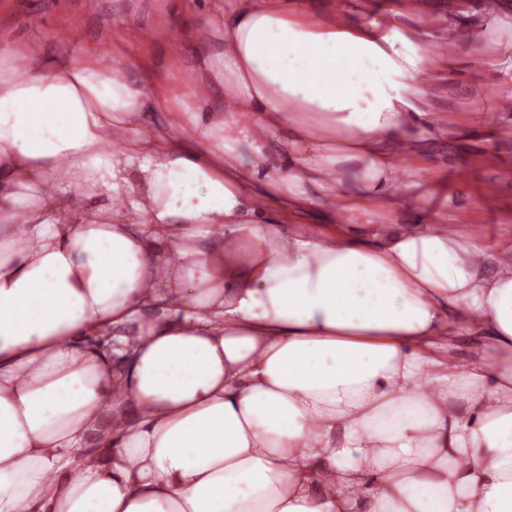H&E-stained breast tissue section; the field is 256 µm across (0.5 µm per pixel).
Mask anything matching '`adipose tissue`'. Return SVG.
Returning <instances> with one entry per match:
<instances>
[{
	"instance_id": "ef3b65f1",
	"label": "adipose tissue",
	"mask_w": 512,
	"mask_h": 512,
	"mask_svg": "<svg viewBox=\"0 0 512 512\" xmlns=\"http://www.w3.org/2000/svg\"><path fill=\"white\" fill-rule=\"evenodd\" d=\"M167 3L191 84L0 43V512H512V251L376 220L463 121L416 0ZM339 3L343 11L358 21H370L379 17H387L401 0H334ZM366 4L367 9L362 10L360 5Z\"/></svg>"
}]
</instances>
